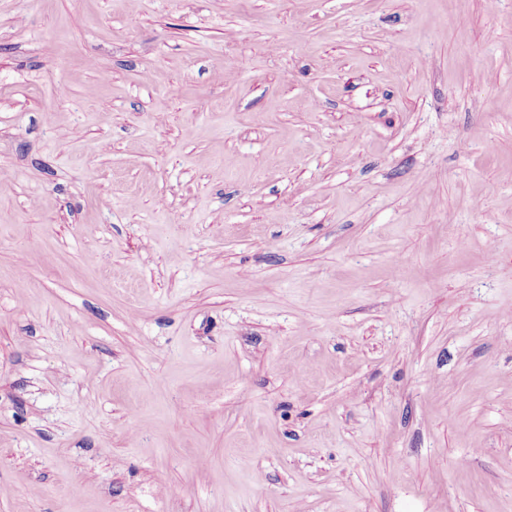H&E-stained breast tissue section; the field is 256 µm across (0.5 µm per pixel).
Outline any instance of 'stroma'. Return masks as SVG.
Here are the masks:
<instances>
[{
    "label": "stroma",
    "mask_w": 512,
    "mask_h": 512,
    "mask_svg": "<svg viewBox=\"0 0 512 512\" xmlns=\"http://www.w3.org/2000/svg\"><path fill=\"white\" fill-rule=\"evenodd\" d=\"M0 512H512V0H0Z\"/></svg>",
    "instance_id": "obj_1"
}]
</instances>
